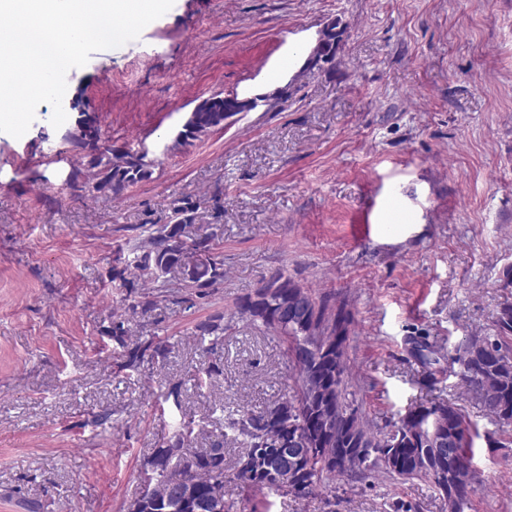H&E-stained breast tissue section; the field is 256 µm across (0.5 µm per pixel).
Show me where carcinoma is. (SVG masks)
I'll list each match as a JSON object with an SVG mask.
<instances>
[{
	"instance_id": "carcinoma-1",
	"label": "carcinoma",
	"mask_w": 512,
	"mask_h": 512,
	"mask_svg": "<svg viewBox=\"0 0 512 512\" xmlns=\"http://www.w3.org/2000/svg\"><path fill=\"white\" fill-rule=\"evenodd\" d=\"M240 108L236 98L215 94L202 100L194 109L193 117L182 125L180 142L190 144L208 133L224 127V120ZM74 147L89 157L85 170H76L73 187L79 197L94 198L106 195L120 200L126 190L152 175L154 161L135 150H116L112 145L99 143L98 134L87 130L81 137L71 139ZM168 221L159 225L142 242L130 249L132 258L121 267H112V279L126 287L138 281L142 287H168L166 276L180 269L189 252H201L207 261L197 266L194 277L185 286L208 294L224 281V261L214 252L216 234H204L187 240L185 229L195 223L198 204L190 196L172 199L167 205ZM305 299L308 312L292 319L287 304ZM153 305L149 293L141 299L125 298L124 311L109 314L103 333L120 348L115 355L118 367L137 370L152 366L169 352V345L154 336H134L129 326V315L138 309ZM237 314L255 329L271 332L286 344L288 358L296 371L293 393L259 411L241 410L224 422L221 438L209 448H191L189 442L194 427L187 424L166 445L154 449L143 463L140 494L129 504L128 512H159L153 499L158 487L179 476L194 485L191 497H182L176 487H170L173 500L171 512H200L202 504L211 498L214 486L224 484V441L242 445L239 460L261 447L270 436L283 439L311 438L312 446L298 460L288 476V485L281 484L275 462L266 465L263 473L247 477L234 475V481L243 490L258 497L262 512H270L272 498L290 496L294 499H318L323 491L336 490L344 479L365 482L376 472L399 479H421L430 482L443 499L448 501V512H464L471 496L477 491L478 473L474 466V431L459 408L450 401L421 404L408 410V420H398L395 426L402 432L400 440L389 434L377 435L359 419L354 424L322 434L319 427L323 412L347 409L353 405L347 392L348 376L346 347L351 334L349 313L336 304V296L317 293L279 272L260 288L244 296L237 305ZM313 336L320 340L317 357L307 363L300 351ZM197 341L205 360L199 368L201 380L213 385L223 375L220 353L224 350V315L216 314L195 327ZM413 351L428 367L440 362L438 350L425 336L410 338ZM459 366L455 375L464 392L480 404L486 415L503 422H512V303L504 304L494 322V335L472 336L448 356V368ZM443 412V425L448 438V453L441 462L448 471V480L439 473L417 462L423 452L416 417L423 410ZM364 441L369 448L353 470L341 461H329L326 453L335 448H346L351 439Z\"/></svg>"
}]
</instances>
